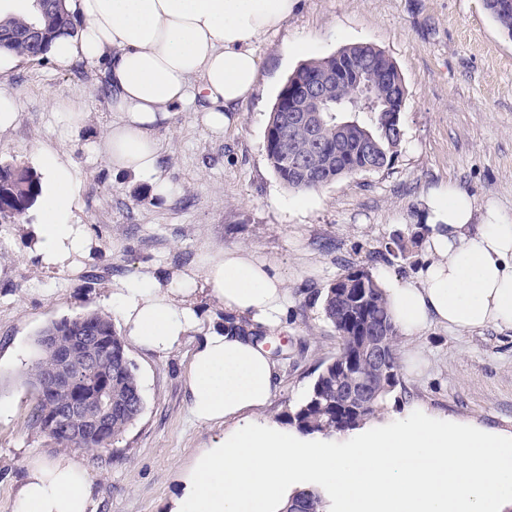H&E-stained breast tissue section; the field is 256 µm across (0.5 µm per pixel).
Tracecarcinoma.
<instances>
[{"mask_svg": "<svg viewBox=\"0 0 512 512\" xmlns=\"http://www.w3.org/2000/svg\"><path fill=\"white\" fill-rule=\"evenodd\" d=\"M486 8L501 28L512 33V0H485ZM43 13L30 20L13 19L0 24V31L9 35L0 49L27 58L43 55L63 29H74V23L63 8V0H46ZM349 56L361 65L364 81L370 87V99L354 102V89L347 82L328 86V97L347 107L345 112H324L322 122L314 129L288 126V113L274 106L266 127V159L279 180L288 189L305 192L330 184L342 177L376 173L392 166L404 138L401 121L392 112L381 111L380 103L395 96L406 99V85L396 64L376 46L355 43L335 54L309 60L294 72L299 79L319 76L336 67L338 56ZM360 113L370 115V122L356 118ZM349 122L346 130L340 124ZM301 167H295L293 158ZM42 192L41 179L23 164L0 165V224H15L36 204ZM421 234H397L385 243V253L404 256L418 246ZM323 312L339 339L335 356L318 374L304 400L288 414L289 423L303 434L333 435L353 430L378 417L387 399L399 384L400 336L389 315L383 288L362 265H352L334 281L323 294ZM224 329L244 334L257 342L266 341L268 332L253 328L243 319L224 317ZM90 332L112 344V351H100L92 363L78 376L73 389L33 390L30 426L49 438L59 448H92L104 451L119 439L139 416L143 408L141 387L135 368L126 352V343L117 333L111 316L92 310L50 325L37 339L38 356L28 376L30 382L55 369L61 354L81 355L85 347L76 337ZM56 337V349L44 346L43 337ZM381 336L388 360L381 366L363 361L360 346L367 336ZM365 379L374 393V401L362 405L349 398L359 379ZM112 386V414L108 429L102 434L88 433L80 440L73 439L68 430L80 428L83 422L72 418L66 427L47 430L52 417L65 415L74 392L89 396ZM321 493L312 490L291 499L284 512H324Z\"/></svg>", "mask_w": 512, "mask_h": 512, "instance_id": "obj_1", "label": "carcinoma"}]
</instances>
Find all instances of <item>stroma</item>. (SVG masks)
<instances>
[{
	"label": "stroma",
	"instance_id": "stroma-1",
	"mask_svg": "<svg viewBox=\"0 0 512 512\" xmlns=\"http://www.w3.org/2000/svg\"><path fill=\"white\" fill-rule=\"evenodd\" d=\"M363 42L390 56L404 78L401 151L389 170L289 190L265 152L279 92L302 63ZM254 50L256 88L223 132L181 111L156 127L160 165L176 188L170 196L113 170L103 155L116 115L99 65L25 60L0 80L19 103L15 126L0 132V162L31 166L40 150L54 151L78 182L70 221L83 225L90 240L89 255L75 266L48 269L29 240L38 209L0 226V512H14L31 462L62 453L29 427L34 340L52 322L107 310L116 280L150 272L163 283L233 247L274 263L287 283V312L277 334L278 384L261 415L282 422L336 353L322 297L347 264L416 280L420 250L384 259L376 253L393 235L426 223L431 195L445 189L470 199L474 223L491 209L512 221V36L483 0H297ZM201 339L191 334L165 356L128 346L142 413L108 451H71L89 472L96 512H166L181 471L223 434L188 409L187 366ZM401 351L414 361L401 363L386 414L418 403L512 431V330L433 326Z\"/></svg>",
	"mask_w": 512,
	"mask_h": 512
}]
</instances>
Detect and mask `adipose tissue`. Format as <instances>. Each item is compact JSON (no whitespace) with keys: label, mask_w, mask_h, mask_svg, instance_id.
<instances>
[{"label":"adipose tissue","mask_w":512,"mask_h":512,"mask_svg":"<svg viewBox=\"0 0 512 512\" xmlns=\"http://www.w3.org/2000/svg\"><path fill=\"white\" fill-rule=\"evenodd\" d=\"M295 0H67L74 34L55 38L49 55L63 67L103 64L109 107L118 119L104 137L113 168L132 171L157 194L173 193L152 132L175 107L200 114L207 130L230 121L254 90L258 38L277 29ZM46 188L32 250L47 267H69L89 251L71 223L77 186L70 166L44 149ZM426 258L418 282L382 277L400 335L429 326L512 330V222L488 212L473 221L469 199L449 190L429 204ZM209 293L225 314L274 332L284 326L287 284L252 250H223L166 283L151 275L116 282L109 304L137 347L166 355L201 323L194 297ZM277 364L248 336L216 327L188 367L189 412L200 423H226L181 476L170 512H284L304 480L323 483L342 512H512V433L448 419L413 405L369 422L344 450L331 437L303 436L259 419L276 387ZM15 512H95L88 472L62 456L33 462L16 492Z\"/></svg>","instance_id":"adipose-tissue-1"}]
</instances>
